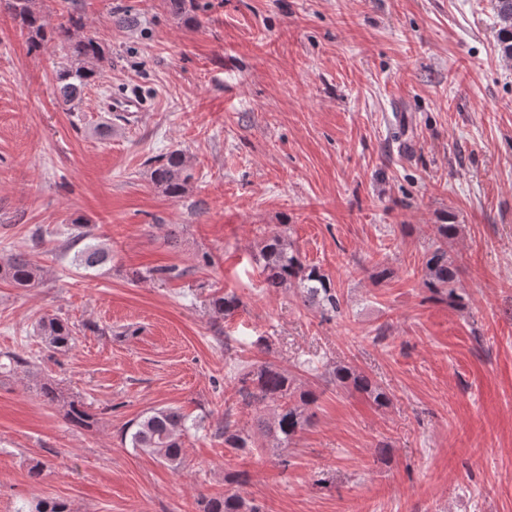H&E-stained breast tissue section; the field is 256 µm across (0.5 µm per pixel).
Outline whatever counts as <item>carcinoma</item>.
<instances>
[{"label":"carcinoma","mask_w":512,"mask_h":512,"mask_svg":"<svg viewBox=\"0 0 512 512\" xmlns=\"http://www.w3.org/2000/svg\"><path fill=\"white\" fill-rule=\"evenodd\" d=\"M4 6L21 29L29 35L30 50L41 51L49 43L67 44L70 65L57 73L61 100L68 105L82 97L85 89L94 85L101 76V63L105 55L92 38L80 35L85 28L83 16L73 9L62 15V22L47 28L41 19L39 0H4ZM171 13L186 24L196 23L195 0H168ZM496 20L497 45L502 56L512 59V0H493ZM150 178L156 188L172 198H180L188 191L191 179L190 164L186 154L173 150L150 160ZM437 238L431 246L424 266L423 286L433 296L460 304L453 263L448 258L446 243L456 233L454 224L436 225ZM264 262L263 273L268 288H296L304 301L323 312H341V302L329 278L312 265H305L299 258L294 244L287 236L277 234L264 240L260 251ZM110 261V252L101 242L87 243L77 251L73 262L78 267L95 268ZM186 271L175 267H155L145 271L134 270L135 280H165L181 277ZM45 270L22 254H14L0 263V279L17 288H36L44 279ZM211 306L215 314L226 317L239 307V300L230 294H216ZM79 328L69 320L52 315L37 322L38 336L46 347L55 352H68L75 345ZM336 383L349 386L372 398L374 403L385 406L389 394L370 376L349 365L338 364L332 369ZM237 393L241 401L256 408L272 411V422L260 421V429L286 445L293 440L308 421L307 407L315 404L318 396L312 391L296 393L293 377L288 368L270 361L251 366L238 376ZM39 395L48 402L61 398L60 388L50 379L37 381ZM66 419L79 427L91 428L96 419L85 403L72 399L67 402ZM191 429L188 417L177 407L151 408L124 430V440L130 447L155 456L174 471L183 464V437ZM214 435L224 438V445L236 451L252 450L251 435L238 428L230 417L215 429ZM30 512H70L68 505L56 498H40ZM203 512H263L256 504L247 501L234 488L224 494L204 500Z\"/></svg>","instance_id":"1"}]
</instances>
